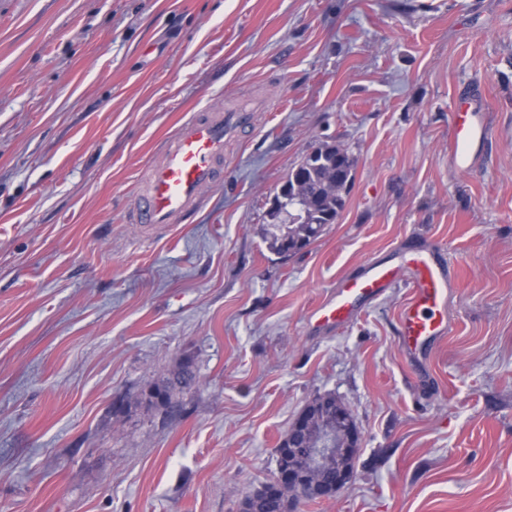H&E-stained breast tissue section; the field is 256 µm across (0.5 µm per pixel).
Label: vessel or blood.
<instances>
[{"label":"vessel or blood","mask_w":512,"mask_h":512,"mask_svg":"<svg viewBox=\"0 0 512 512\" xmlns=\"http://www.w3.org/2000/svg\"><path fill=\"white\" fill-rule=\"evenodd\" d=\"M252 124V113L221 108H205L182 121L140 183L131 223H185L205 191L223 180L225 143ZM486 136L482 115L471 110L468 99H459L448 140L450 156L467 165L474 143ZM398 279L409 288L398 319L400 345L406 355L415 356L418 348L448 331L445 305L455 279L434 251L412 252L396 266L365 264L358 274L337 283L333 296L315 310L314 317L322 325L349 323L363 303L379 297Z\"/></svg>","instance_id":"b4317fda"}]
</instances>
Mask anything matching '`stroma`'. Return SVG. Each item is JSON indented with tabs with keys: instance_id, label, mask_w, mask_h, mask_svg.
I'll return each instance as SVG.
<instances>
[{
	"instance_id": "35a3bbf8",
	"label": "stroma",
	"mask_w": 512,
	"mask_h": 512,
	"mask_svg": "<svg viewBox=\"0 0 512 512\" xmlns=\"http://www.w3.org/2000/svg\"><path fill=\"white\" fill-rule=\"evenodd\" d=\"M463 93L490 136L460 170ZM220 104L256 124L194 222L130 223L165 137ZM324 142L356 160L345 206L274 255L273 199ZM420 248L456 273L420 359L401 281L314 326ZM185 359L183 414L113 416ZM326 393L362 442L298 512H512V0H0V512H238Z\"/></svg>"
}]
</instances>
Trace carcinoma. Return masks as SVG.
Instances as JSON below:
<instances>
[{
    "instance_id": "carcinoma-1",
    "label": "carcinoma",
    "mask_w": 512,
    "mask_h": 512,
    "mask_svg": "<svg viewBox=\"0 0 512 512\" xmlns=\"http://www.w3.org/2000/svg\"><path fill=\"white\" fill-rule=\"evenodd\" d=\"M354 169L355 159L340 145L321 144L314 154L305 155L288 174L276 199H306L311 211L307 212L305 221L290 224L286 230L281 224H267L264 233L267 249L276 255L282 254L286 247L299 252L320 238L327 225L336 223L344 207L345 195L354 180ZM198 382L192 367L182 364L155 382L144 394V400L150 407L161 405L181 410L183 405L177 396L190 391ZM310 406L315 408L311 421L313 431L333 427L332 409L336 406V396L330 393L319 395Z\"/></svg>"
}]
</instances>
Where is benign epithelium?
<instances>
[{
  "mask_svg": "<svg viewBox=\"0 0 512 512\" xmlns=\"http://www.w3.org/2000/svg\"><path fill=\"white\" fill-rule=\"evenodd\" d=\"M336 428L348 434L347 440H339L332 432L311 434L306 416L300 415L293 422V438L289 447L276 454V471L273 477L260 487L256 494L277 498L281 491L293 493L294 500H304L331 488L324 498L329 499L345 489L353 473L344 460L357 454L351 441L360 437L355 416L345 409L336 410Z\"/></svg>",
  "mask_w": 512,
  "mask_h": 512,
  "instance_id": "benign-epithelium-1",
  "label": "benign epithelium"
}]
</instances>
